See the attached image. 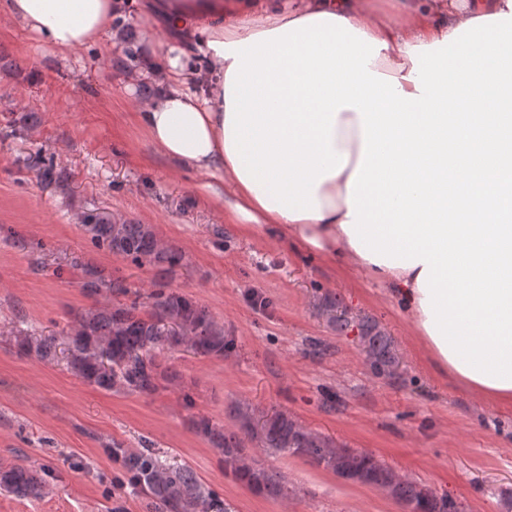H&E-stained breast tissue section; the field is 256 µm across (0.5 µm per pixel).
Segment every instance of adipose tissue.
Returning a JSON list of instances; mask_svg holds the SVG:
<instances>
[{
    "instance_id": "adipose-tissue-1",
    "label": "adipose tissue",
    "mask_w": 512,
    "mask_h": 512,
    "mask_svg": "<svg viewBox=\"0 0 512 512\" xmlns=\"http://www.w3.org/2000/svg\"><path fill=\"white\" fill-rule=\"evenodd\" d=\"M164 0L135 122L227 223L387 288L433 373L512 408V0ZM120 0H0L55 54Z\"/></svg>"
}]
</instances>
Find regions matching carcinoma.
<instances>
[{"mask_svg": "<svg viewBox=\"0 0 512 512\" xmlns=\"http://www.w3.org/2000/svg\"><path fill=\"white\" fill-rule=\"evenodd\" d=\"M84 228L96 248L139 266L171 270L184 261L181 251L159 244L148 224H118L107 215H99ZM84 272L82 291L89 298L97 297L104 288L126 292L124 279L102 268L88 266ZM321 307L337 332L357 331L365 362L374 376L397 375L399 357L394 341L376 320L349 317L340 299L332 294L324 296ZM60 336L67 345L68 364L74 374L102 390L136 395H152L173 379L169 368L157 358L160 351L184 347L198 356L222 358L233 346L224 325L205 307L163 285L149 295L144 310L133 302L76 312ZM16 343L23 354L47 359L55 351L56 337L18 336ZM229 416L238 431H228L223 423L205 415L193 417L190 425L221 453L224 472L257 495L286 498L288 486L278 472L248 454L249 444L270 453L298 456L341 478L379 488L415 512H455L448 496H439L399 475L370 454L336 444L286 412L259 415L251 405L235 403ZM109 452L121 462L116 482L141 495L149 512H227L224 500L200 482L191 466L163 464L147 445L130 453L114 440ZM45 487V474L27 467L0 471V488L11 494L36 497Z\"/></svg>", "mask_w": 512, "mask_h": 512, "instance_id": "cac0c4a2", "label": "carcinoma"}]
</instances>
